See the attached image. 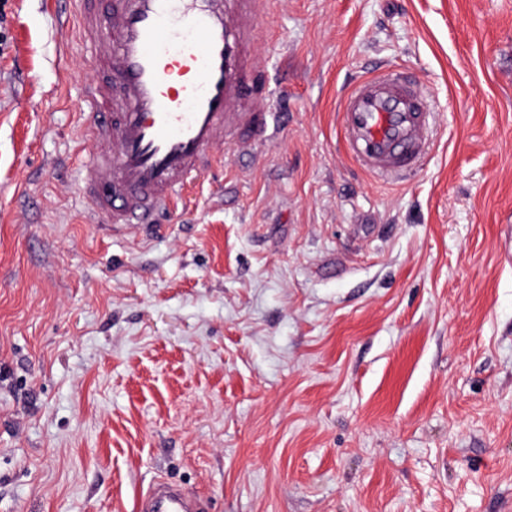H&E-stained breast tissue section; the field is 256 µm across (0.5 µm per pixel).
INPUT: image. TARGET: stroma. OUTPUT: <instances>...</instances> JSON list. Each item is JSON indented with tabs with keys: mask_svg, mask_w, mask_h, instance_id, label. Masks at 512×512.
Wrapping results in <instances>:
<instances>
[{
	"mask_svg": "<svg viewBox=\"0 0 512 512\" xmlns=\"http://www.w3.org/2000/svg\"><path fill=\"white\" fill-rule=\"evenodd\" d=\"M71 10L0 0V512L163 478L204 512H512V0H273L285 126L152 240L88 221ZM375 60L432 98L407 183L341 147Z\"/></svg>",
	"mask_w": 512,
	"mask_h": 512,
	"instance_id": "stroma-1",
	"label": "stroma"
}]
</instances>
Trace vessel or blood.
Instances as JSON below:
<instances>
[{
    "label": "vessel or blood",
    "mask_w": 512,
    "mask_h": 512,
    "mask_svg": "<svg viewBox=\"0 0 512 512\" xmlns=\"http://www.w3.org/2000/svg\"><path fill=\"white\" fill-rule=\"evenodd\" d=\"M77 32L98 51L82 125L94 150L83 192L115 231L154 237L216 153L254 154L280 115L256 63L268 0H78ZM343 145L362 174L400 182L431 147L429 93L415 72L387 63L344 85ZM138 512H200L157 482Z\"/></svg>",
    "instance_id": "1"
}]
</instances>
